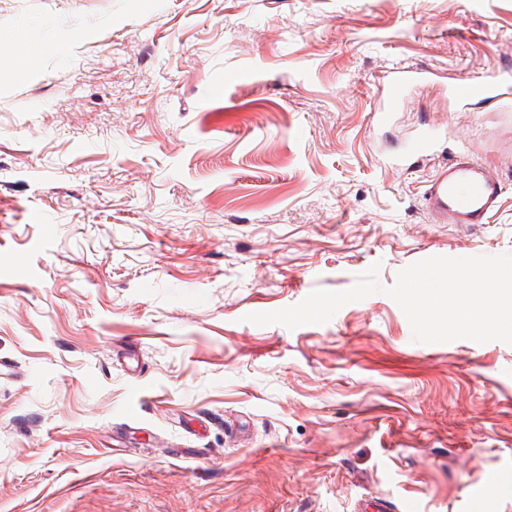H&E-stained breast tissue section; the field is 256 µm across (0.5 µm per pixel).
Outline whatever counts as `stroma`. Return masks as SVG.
<instances>
[{
	"mask_svg": "<svg viewBox=\"0 0 512 512\" xmlns=\"http://www.w3.org/2000/svg\"><path fill=\"white\" fill-rule=\"evenodd\" d=\"M508 65L512 0H0V512H512V345L245 319L512 254V105L448 95ZM460 150L504 187L469 234L421 202ZM429 71L417 66H400L394 72L387 87V104L380 112H374L378 120H384L388 112H392L394 107L400 102L405 89L411 85H416L425 81L429 76Z\"/></svg>",
	"mask_w": 512,
	"mask_h": 512,
	"instance_id": "35a3bbf8",
	"label": "stroma"
}]
</instances>
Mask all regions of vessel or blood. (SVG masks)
I'll return each mask as SVG.
<instances>
[{
	"label": "vessel or blood",
	"instance_id": "b4317fda",
	"mask_svg": "<svg viewBox=\"0 0 512 512\" xmlns=\"http://www.w3.org/2000/svg\"><path fill=\"white\" fill-rule=\"evenodd\" d=\"M426 69L398 67L387 87V109H394L405 89L425 81ZM463 108L512 102V71H499L493 79L478 81L461 76L450 87ZM503 183L496 172L471 160L466 153L454 154L441 163L426 182L422 201L426 212L440 224L457 229L477 230L489 223L498 210Z\"/></svg>",
	"mask_w": 512,
	"mask_h": 512
}]
</instances>
